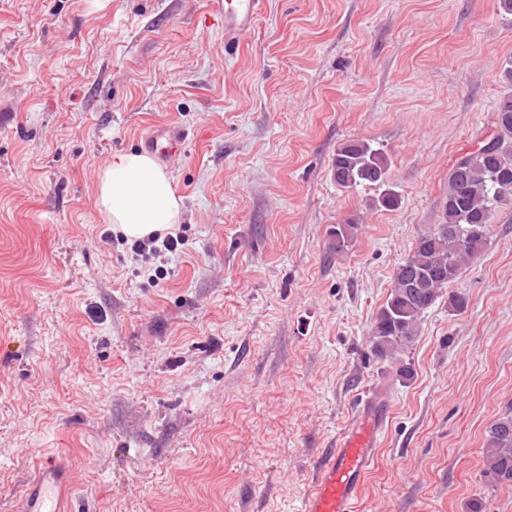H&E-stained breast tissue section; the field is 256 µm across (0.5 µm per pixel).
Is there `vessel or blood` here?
<instances>
[{
  "label": "vessel or blood",
  "mask_w": 512,
  "mask_h": 512,
  "mask_svg": "<svg viewBox=\"0 0 512 512\" xmlns=\"http://www.w3.org/2000/svg\"><path fill=\"white\" fill-rule=\"evenodd\" d=\"M264 5L265 0H224L225 46L237 43ZM186 140L184 129L164 125L145 135L140 147L166 164L183 152ZM385 422L386 411L374 397L361 400L355 419L339 435L334 448L318 458L299 512H355L361 484L376 464V448ZM66 487L60 465L46 463L39 467L18 512H74L65 504Z\"/></svg>",
  "instance_id": "1"
}]
</instances>
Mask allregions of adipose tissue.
<instances>
[{"mask_svg":"<svg viewBox=\"0 0 512 512\" xmlns=\"http://www.w3.org/2000/svg\"><path fill=\"white\" fill-rule=\"evenodd\" d=\"M97 204L107 223L135 239L170 229L181 214L171 177L138 153L113 155L100 177Z\"/></svg>","mask_w":512,"mask_h":512,"instance_id":"adipose-tissue-1","label":"adipose tissue"}]
</instances>
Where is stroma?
Instances as JSON below:
<instances>
[{"mask_svg":"<svg viewBox=\"0 0 512 512\" xmlns=\"http://www.w3.org/2000/svg\"><path fill=\"white\" fill-rule=\"evenodd\" d=\"M511 58L498 0H266L230 51L214 0H0V512L46 461L79 512H294L370 395L358 512H512L482 476L512 407V205L407 347L370 351ZM168 123L187 243L137 257L99 178ZM348 140L385 150L397 209L336 186ZM357 230L358 224L350 218L345 219L341 224H336V227H333L329 232V250L336 252V254L348 250Z\"/></svg>","mask_w":512,"mask_h":512,"instance_id":"1","label":"stroma"}]
</instances>
